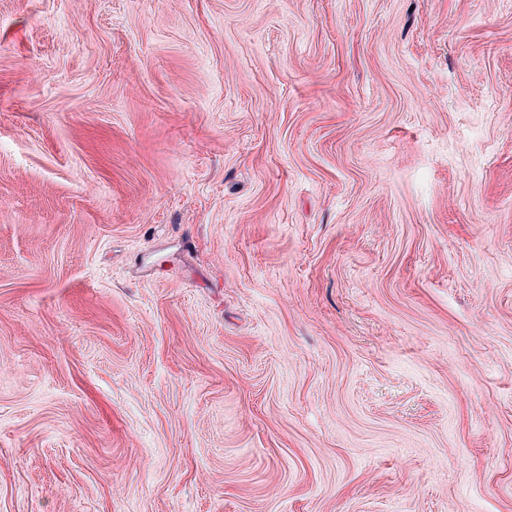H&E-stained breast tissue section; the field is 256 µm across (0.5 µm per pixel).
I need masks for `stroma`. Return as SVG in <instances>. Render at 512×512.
I'll return each instance as SVG.
<instances>
[{
  "mask_svg": "<svg viewBox=\"0 0 512 512\" xmlns=\"http://www.w3.org/2000/svg\"><path fill=\"white\" fill-rule=\"evenodd\" d=\"M0 512H512V0H0Z\"/></svg>",
  "mask_w": 512,
  "mask_h": 512,
  "instance_id": "1",
  "label": "stroma"
}]
</instances>
